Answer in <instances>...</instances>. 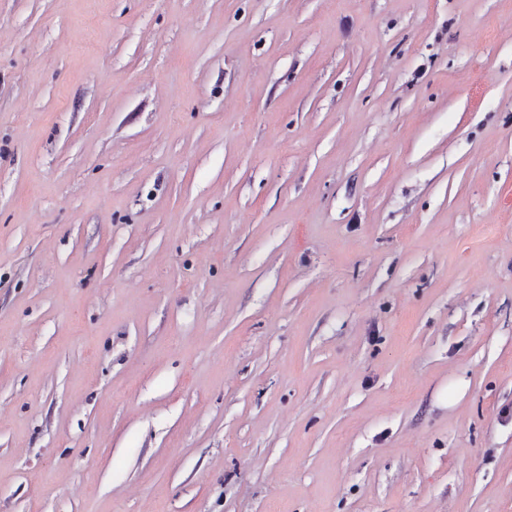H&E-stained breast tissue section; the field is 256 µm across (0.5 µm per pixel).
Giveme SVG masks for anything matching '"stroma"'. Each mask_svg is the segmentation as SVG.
Wrapping results in <instances>:
<instances>
[{"mask_svg":"<svg viewBox=\"0 0 512 512\" xmlns=\"http://www.w3.org/2000/svg\"><path fill=\"white\" fill-rule=\"evenodd\" d=\"M0 512H512V0H0Z\"/></svg>","mask_w":512,"mask_h":512,"instance_id":"1","label":"stroma"}]
</instances>
